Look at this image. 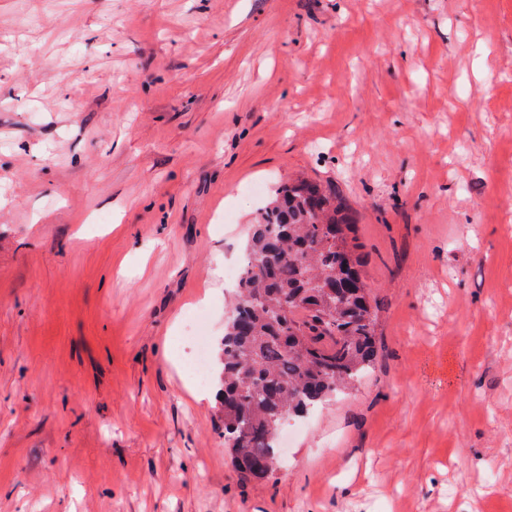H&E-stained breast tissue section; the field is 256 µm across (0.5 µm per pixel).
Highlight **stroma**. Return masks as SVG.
I'll list each match as a JSON object with an SVG mask.
<instances>
[{"label":"stroma","mask_w":512,"mask_h":512,"mask_svg":"<svg viewBox=\"0 0 512 512\" xmlns=\"http://www.w3.org/2000/svg\"><path fill=\"white\" fill-rule=\"evenodd\" d=\"M300 178L377 359L245 482L180 336ZM0 512H512V0H0Z\"/></svg>","instance_id":"1"}]
</instances>
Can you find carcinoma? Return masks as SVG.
Segmentation results:
<instances>
[{
  "label": "carcinoma",
  "mask_w": 512,
  "mask_h": 512,
  "mask_svg": "<svg viewBox=\"0 0 512 512\" xmlns=\"http://www.w3.org/2000/svg\"><path fill=\"white\" fill-rule=\"evenodd\" d=\"M331 186L278 192L247 241V263L213 368L224 447L244 481L278 461L276 432L362 379L376 357V314Z\"/></svg>",
  "instance_id": "obj_1"
}]
</instances>
